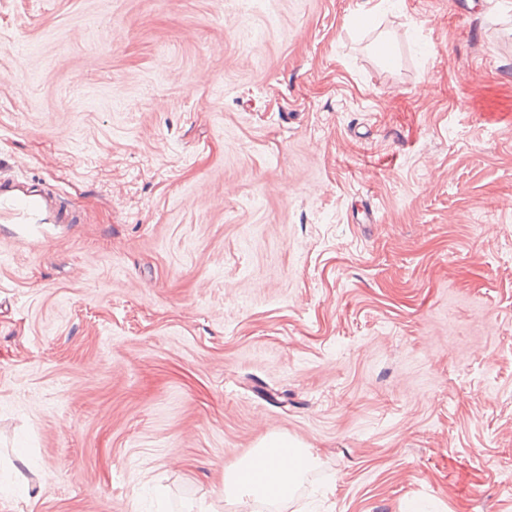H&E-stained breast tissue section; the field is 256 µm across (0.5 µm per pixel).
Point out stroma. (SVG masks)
Returning a JSON list of instances; mask_svg holds the SVG:
<instances>
[{"instance_id":"stroma-1","label":"stroma","mask_w":512,"mask_h":512,"mask_svg":"<svg viewBox=\"0 0 512 512\" xmlns=\"http://www.w3.org/2000/svg\"><path fill=\"white\" fill-rule=\"evenodd\" d=\"M0 512H512V0H0ZM32 186L0 169V220H26L47 204ZM268 448L270 453H277L285 448H288L290 453L289 448H295L293 459L296 464L280 456L267 455ZM262 460L263 464L257 466ZM312 463L311 455L300 443L281 435L268 436L258 444L251 455L240 459L225 472V501L243 505L258 500H284L290 494L301 470ZM248 471H252V474L244 480L241 474Z\"/></svg>"}]
</instances>
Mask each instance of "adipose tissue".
Instances as JSON below:
<instances>
[{"instance_id": "1", "label": "adipose tissue", "mask_w": 512, "mask_h": 512, "mask_svg": "<svg viewBox=\"0 0 512 512\" xmlns=\"http://www.w3.org/2000/svg\"><path fill=\"white\" fill-rule=\"evenodd\" d=\"M279 448L291 449L292 459L276 456ZM312 463L311 455L303 446L293 445L285 436H268L251 455L225 472V500L243 505L258 500L286 499L301 470Z\"/></svg>"}]
</instances>
